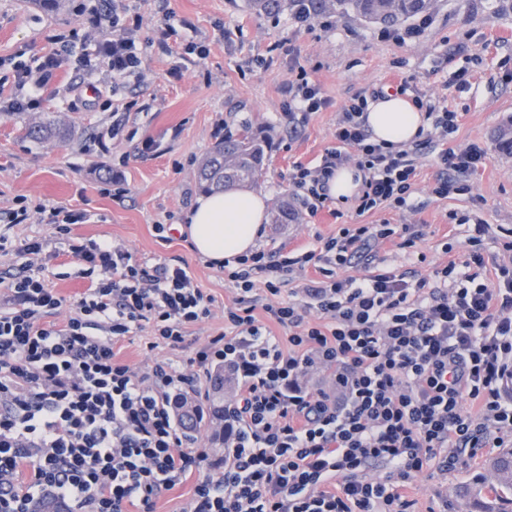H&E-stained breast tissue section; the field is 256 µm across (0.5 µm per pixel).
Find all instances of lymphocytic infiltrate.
I'll list each match as a JSON object with an SVG mask.
<instances>
[{
	"instance_id": "1",
	"label": "lymphocytic infiltrate",
	"mask_w": 512,
	"mask_h": 512,
	"mask_svg": "<svg viewBox=\"0 0 512 512\" xmlns=\"http://www.w3.org/2000/svg\"><path fill=\"white\" fill-rule=\"evenodd\" d=\"M84 30L49 36L38 66L22 61L0 79V112H30L58 69L72 65L66 91L80 97L98 72L144 84L150 45L175 54L176 28L139 38L140 15L124 0H81ZM94 60L73 58L75 42ZM282 93L293 125L332 101L298 71ZM431 128L414 148L372 141L369 100L351 98L336 123V148L314 167L297 165L293 193L307 215L331 202L330 182L351 164L362 175L357 214L406 205L416 176L415 149L431 148L445 198L486 159L476 146L451 147L458 114L446 102L416 98ZM7 223L40 219L49 236L16 243L0 235V254L24 260L0 277V512H155L156 502L194 478L183 512H412L405 493L418 475L455 470L512 435V235L497 242L505 261L486 278L482 246L491 225L476 221L468 258L421 276L379 266L373 243L400 238L415 247L411 224H345L297 255L262 248L224 267L237 296L224 329L186 362L156 359L134 369L117 342L148 331L147 349L180 347L213 315L182 257L160 263L124 245L75 237L83 210L17 199ZM67 245L89 286L74 299L51 288L43 257ZM363 266V279L345 269ZM319 279L296 288L293 272ZM287 331L273 336L269 324ZM225 367L239 389L224 405L226 451L186 443L179 414L199 405L202 374ZM327 371L332 383L314 387Z\"/></svg>"
}]
</instances>
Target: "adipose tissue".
Wrapping results in <instances>:
<instances>
[{
	"label": "adipose tissue",
	"mask_w": 512,
	"mask_h": 512,
	"mask_svg": "<svg viewBox=\"0 0 512 512\" xmlns=\"http://www.w3.org/2000/svg\"><path fill=\"white\" fill-rule=\"evenodd\" d=\"M426 124L424 112L402 96L380 98L367 112L373 140L397 147L413 141ZM266 215V198L258 193L239 189L202 192L180 230L197 254L220 266L253 248Z\"/></svg>",
	"instance_id": "obj_1"
}]
</instances>
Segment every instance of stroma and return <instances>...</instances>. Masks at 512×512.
<instances>
[{
  "label": "stroma",
  "mask_w": 512,
  "mask_h": 512,
  "mask_svg": "<svg viewBox=\"0 0 512 512\" xmlns=\"http://www.w3.org/2000/svg\"><path fill=\"white\" fill-rule=\"evenodd\" d=\"M73 0L55 6L41 0H0V57L21 56L32 64L40 59L50 34L69 32L79 22ZM143 17L142 40L153 39L162 13L177 25L181 43L204 46V56L189 55L179 73L174 59L152 49L145 60L150 79L137 90L127 82L115 87L116 103H131L127 112L93 96L71 105L62 89L71 80L61 68L43 87L36 114L44 120L72 124L76 135L66 142L37 143L24 135L28 114L0 112V210L25 197L48 206L86 210L89 220L72 227L78 237L105 238L128 247L139 259L158 263L182 257L199 286L215 298L213 318L191 330L182 347H145L144 335L117 343L121 359L142 368L155 359L183 361L224 327V309L236 296L223 268L198 257L179 230L183 216L198 192L197 168L202 157L222 141L225 133L249 126L267 142V160L257 190L268 208L292 201L290 178L297 165L320 164L336 145L334 132L339 109L356 93L393 94L401 78L411 77V93L447 100L460 114L453 146H478L488 153L467 180V191L440 198L432 193L440 171L429 150L416 159L417 177L407 207L387 208L357 216L354 200L333 199L315 216H299L289 224H263L258 247L298 250L317 238L336 235L341 224H415L423 237L415 248L398 240L375 247L384 266L418 268L429 275L435 267L467 258L468 232L461 217L492 226L512 228V152L501 150L497 137L512 123V0H435L431 25L419 40L401 43L388 29L351 13L313 18L296 25L288 11L256 16L246 0H126ZM188 20L182 28L180 20ZM306 69L333 109L313 114L292 128L282 86L298 69ZM123 133L112 142V154L101 157L100 136L110 133L113 121ZM123 172L124 197L102 195L100 188L111 169ZM169 225L167 240L154 227ZM80 264L59 247L47 258L50 285L71 298L88 287L79 275ZM491 448L457 470L428 471L406 490L417 512H439L449 501L451 512H500L487 486L492 482L488 460Z\"/></svg>",
  "instance_id": "35a3bbf8"
}]
</instances>
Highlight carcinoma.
Returning a JSON list of instances; mask_svg holds the SVG:
<instances>
[{
  "label": "carcinoma",
  "mask_w": 512,
  "mask_h": 512,
  "mask_svg": "<svg viewBox=\"0 0 512 512\" xmlns=\"http://www.w3.org/2000/svg\"><path fill=\"white\" fill-rule=\"evenodd\" d=\"M434 0H248V6L257 14H272L288 9L292 14L304 13L319 17L352 11L365 20L385 25H401L415 17L430 13ZM71 127L50 122L30 123L26 137L36 142L51 138L61 141L73 136ZM266 160V141L252 130H245L235 138L216 144L200 161L198 179L208 190L227 187H253L259 184ZM490 469L496 482L490 490L496 496L512 495V452L491 460Z\"/></svg>",
  "instance_id": "1"
}]
</instances>
